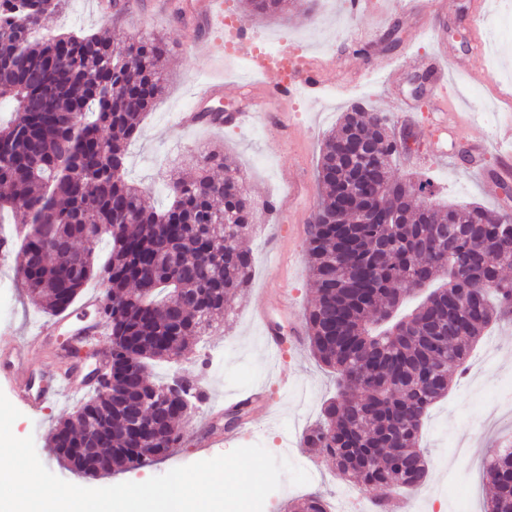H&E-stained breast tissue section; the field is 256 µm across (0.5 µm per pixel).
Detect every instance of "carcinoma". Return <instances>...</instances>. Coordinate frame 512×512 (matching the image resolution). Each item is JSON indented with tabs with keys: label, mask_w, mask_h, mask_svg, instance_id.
<instances>
[{
	"label": "carcinoma",
	"mask_w": 512,
	"mask_h": 512,
	"mask_svg": "<svg viewBox=\"0 0 512 512\" xmlns=\"http://www.w3.org/2000/svg\"><path fill=\"white\" fill-rule=\"evenodd\" d=\"M61 0H0V213L26 227L14 242L16 271L43 312L67 309L92 280L111 308L102 317L112 343V391L92 398L49 434L51 455L96 477L137 467L181 447L179 423L194 377L177 373V389L150 384L147 363L166 360L211 329L231 299L250 286L253 201L237 170L181 178L172 201L155 208L125 179L129 144L163 88V46L148 37L118 45L96 35L55 34L48 23ZM250 11L277 16L306 0H244ZM379 165L361 168L348 155L357 134ZM382 112L355 104L328 136L318 166V224L307 241L315 302L305 311L311 352L336 380V396L304 433L302 447L336 461L341 477L411 493L428 479L419 432L448 395V367H464L487 328L512 320V253L499 237L512 223L480 205H439L430 181L392 176L399 155ZM397 215L403 224H386ZM118 225V230L110 229ZM457 227L453 243L442 233ZM110 252L101 261V241ZM488 285L482 302L468 288ZM139 410L142 433L127 422ZM99 429V450L83 452V425ZM512 451L491 455L484 480L493 489L485 512H512L506 473ZM288 512H325L310 494Z\"/></svg>",
	"instance_id": "1"
}]
</instances>
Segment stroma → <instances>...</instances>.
Wrapping results in <instances>:
<instances>
[{
    "mask_svg": "<svg viewBox=\"0 0 512 512\" xmlns=\"http://www.w3.org/2000/svg\"><path fill=\"white\" fill-rule=\"evenodd\" d=\"M126 19L105 21L93 0H65L52 27L59 33L98 34L116 41L141 35L161 38L169 48L165 66L166 82L147 111L139 137L128 147L126 178L146 191V200L163 205L172 177L194 169L200 154L216 150L229 157L256 204L255 233L244 245L255 258L251 285L235 298L223 322L213 327L192 349L174 363L152 362L147 369L150 382L168 380L175 369L194 374L205 399L183 428L181 448L161 460L134 469L117 468L95 479L82 478L48 456L47 438L57 422L72 414L86 397L78 392L50 402L43 410H23L13 426L16 437H33L38 458L53 474L70 483L101 488L123 482L140 483L173 468L212 459L245 446L252 432L267 434L265 448L278 454L277 432L290 428L294 438H302L315 423L325 400L336 393L335 381L327 368L314 359L309 345L293 347L289 335L294 322L302 320L315 297V288L306 261L310 220L317 207V165L323 142L338 124L343 112L354 103L385 111L392 98H399L412 112L414 146L408 155L397 156L393 175L398 179L428 178L434 184V202L465 206L479 204L498 211L512 209V177L496 174L502 149H512V121L504 111L512 104L500 95L506 76H512V54L491 60L476 52L471 30L486 34L492 0H371L363 12L351 14L345 0H315L311 13L266 17L245 9L241 0H224L235 21L255 34L275 40H288L325 66L328 90L321 100L297 96L277 107L284 123L246 120L220 128L180 125V115L192 104L194 86L201 80L222 85L220 106L237 109L242 98L238 84L251 79L249 46L229 51L223 39L203 36L188 23L179 10L164 16L147 14L150 0H131ZM376 34L380 54L400 66L402 78L397 89H390L383 72L373 60L349 54L354 36ZM438 56L454 62L471 60L476 69L488 72L485 83L472 91L460 89L450 70L443 89L449 104L458 112L464 136L487 141L491 150L483 172L469 169L461 155L462 146L447 134L432 128L429 86H416L421 73L419 58ZM306 181L309 194L297 201L292 212L280 223L265 220V204L288 196V181ZM14 257H0V356L16 346L19 333L48 316L39 311L15 276ZM287 293L293 311L281 312L279 293ZM269 306L272 319L285 337L278 360L267 359L255 311ZM487 337L497 346L491 366H480L471 358L463 374L454 375L446 399L430 412L420 444L432 463L430 484L446 480L455 472L457 484L449 491L452 499L467 497L465 512H484L491 490L482 479L484 458L455 456L454 444L465 438L481 448H497L500 439L512 442V324L489 328ZM69 334L59 331L52 345L32 354L30 364L39 372H62L77 367L90 375L98 366L99 351L108 346L107 338L91 339L79 346V355L60 360L57 349L66 347ZM294 369L297 384L282 390L278 374ZM260 392L262 403L242 416L221 442L212 448L197 445L203 423L210 415L227 413L243 394Z\"/></svg>",
    "mask_w": 512,
    "mask_h": 512,
    "instance_id": "stroma-1",
    "label": "stroma"
}]
</instances>
